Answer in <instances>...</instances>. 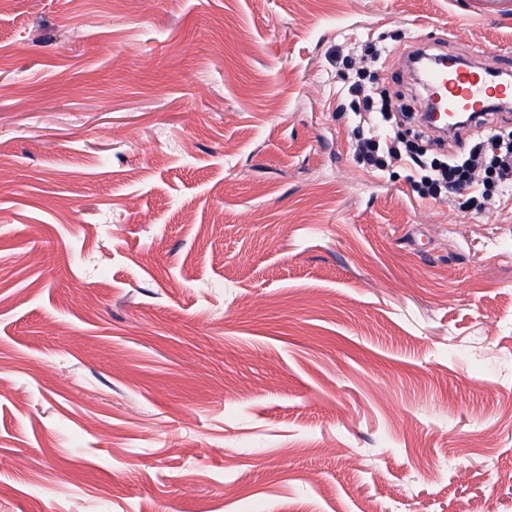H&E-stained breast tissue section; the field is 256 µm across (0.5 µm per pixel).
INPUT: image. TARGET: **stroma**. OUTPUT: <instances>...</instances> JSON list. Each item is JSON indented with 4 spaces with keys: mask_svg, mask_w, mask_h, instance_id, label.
<instances>
[{
    "mask_svg": "<svg viewBox=\"0 0 512 512\" xmlns=\"http://www.w3.org/2000/svg\"><path fill=\"white\" fill-rule=\"evenodd\" d=\"M512 70V0L0 11V512H512V194L354 159L337 56Z\"/></svg>",
    "mask_w": 512,
    "mask_h": 512,
    "instance_id": "35a3bbf8",
    "label": "stroma"
}]
</instances>
